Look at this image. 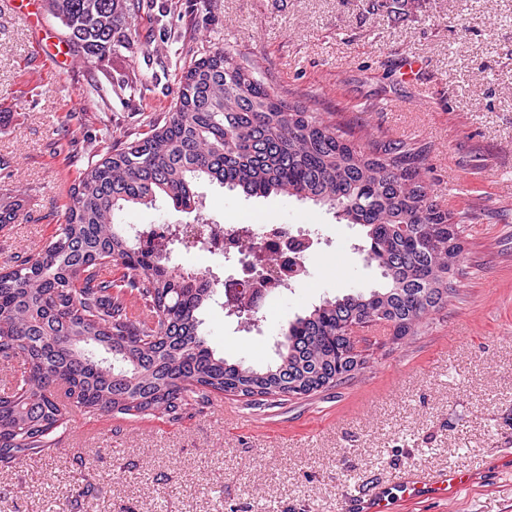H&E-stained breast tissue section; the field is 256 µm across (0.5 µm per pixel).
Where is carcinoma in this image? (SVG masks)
I'll list each match as a JSON object with an SVG mask.
<instances>
[{
  "mask_svg": "<svg viewBox=\"0 0 512 512\" xmlns=\"http://www.w3.org/2000/svg\"><path fill=\"white\" fill-rule=\"evenodd\" d=\"M115 2L49 0L48 10L72 46L95 54L132 38L124 29L140 4L122 0L117 12ZM201 183L342 212L362 227L360 249L385 284L296 317L272 363L227 362L201 330L214 289L169 266V243L142 249L118 223L160 198L197 210ZM464 234L432 200L419 154L399 144L367 151L340 122L285 105L232 55L210 53L183 69L164 124L80 171L48 243L0 273V364L14 368L0 394V462L55 447L74 411L179 422L214 391L282 399L339 384L343 327L416 332L447 301Z\"/></svg>",
  "mask_w": 512,
  "mask_h": 512,
  "instance_id": "obj_1",
  "label": "carcinoma"
}]
</instances>
